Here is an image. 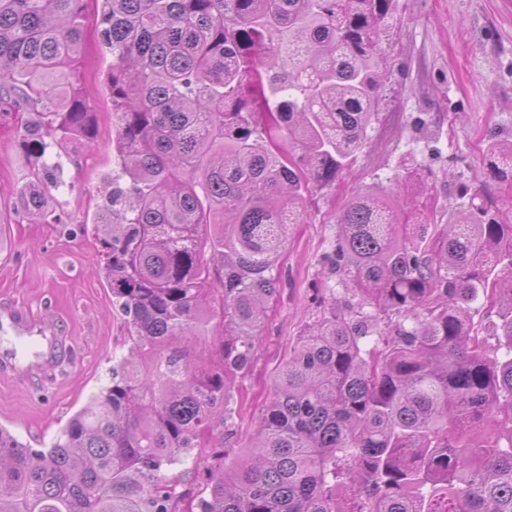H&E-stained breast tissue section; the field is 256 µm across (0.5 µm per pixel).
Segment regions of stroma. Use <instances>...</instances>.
<instances>
[{"mask_svg":"<svg viewBox=\"0 0 512 512\" xmlns=\"http://www.w3.org/2000/svg\"><path fill=\"white\" fill-rule=\"evenodd\" d=\"M381 48L386 78L366 146L312 197L302 222L288 227L274 271L279 293L252 371L235 393L241 419L225 469L240 461L268 386L298 336L331 297L346 294L326 258L336 249L338 216L350 195L386 196L398 208L414 199L447 223L460 194L484 172L491 141L512 140V0H397ZM111 64L97 18L87 14L74 81L97 114V129L84 145L49 149L58 184L43 215L20 205L33 161L16 126L0 127V307H25L68 338L61 362L46 374L22 378L0 368V426L32 448L49 446L108 384L113 357L129 352L130 326L104 273L98 211L106 180L130 183L116 152L118 117L106 84ZM409 170L427 177V193L405 179Z\"/></svg>","mask_w":512,"mask_h":512,"instance_id":"stroma-1","label":"stroma"}]
</instances>
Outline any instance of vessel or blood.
<instances>
[{"label":"vessel or blood","instance_id":"b4317fda","mask_svg":"<svg viewBox=\"0 0 512 512\" xmlns=\"http://www.w3.org/2000/svg\"><path fill=\"white\" fill-rule=\"evenodd\" d=\"M63 339L49 327H36L19 309L0 313V365L28 375L50 366Z\"/></svg>","mask_w":512,"mask_h":512}]
</instances>
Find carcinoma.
<instances>
[{
  "mask_svg": "<svg viewBox=\"0 0 512 512\" xmlns=\"http://www.w3.org/2000/svg\"><path fill=\"white\" fill-rule=\"evenodd\" d=\"M85 2L0 0V125L37 115V178L94 127ZM95 2L130 179L102 196L107 280L139 362L48 448L0 427V512H182L202 473L191 512H512V219L482 185L446 224L351 197L329 264L358 301L299 338L224 471L287 226L365 145L395 0ZM489 152L488 179L512 173V141Z\"/></svg>",
  "mask_w": 512,
  "mask_h": 512,
  "instance_id": "carcinoma-1",
  "label": "carcinoma"
}]
</instances>
